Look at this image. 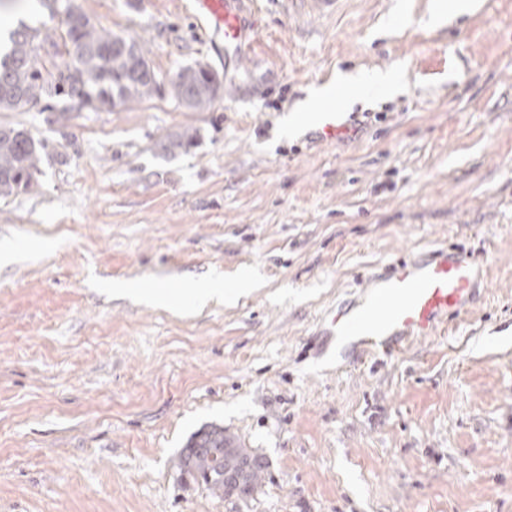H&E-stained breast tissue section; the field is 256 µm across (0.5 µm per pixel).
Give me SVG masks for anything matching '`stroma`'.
<instances>
[{
    "label": "stroma",
    "instance_id": "1",
    "mask_svg": "<svg viewBox=\"0 0 512 512\" xmlns=\"http://www.w3.org/2000/svg\"><path fill=\"white\" fill-rule=\"evenodd\" d=\"M74 3L138 41L161 88L58 102L52 125L0 112L50 152L0 198V512H512V0H242L238 57L194 0ZM22 21L54 73L62 13L0 10ZM198 63L220 80L201 111L170 87ZM390 68L398 93L345 112L336 139L284 132L337 72ZM455 245L486 270L467 311L391 357L335 353L324 324L370 277ZM244 271L255 291L201 311L105 290ZM211 425L268 463L246 500L178 468Z\"/></svg>",
    "mask_w": 512,
    "mask_h": 512
}]
</instances>
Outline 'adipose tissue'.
<instances>
[{"label": "adipose tissue", "instance_id": "obj_1", "mask_svg": "<svg viewBox=\"0 0 512 512\" xmlns=\"http://www.w3.org/2000/svg\"><path fill=\"white\" fill-rule=\"evenodd\" d=\"M396 71L357 72L339 74L335 82L313 89L300 102L283 123L288 134H299L313 127L314 113L324 111L328 102H335L339 110H346L358 103L392 97L398 90Z\"/></svg>", "mask_w": 512, "mask_h": 512}]
</instances>
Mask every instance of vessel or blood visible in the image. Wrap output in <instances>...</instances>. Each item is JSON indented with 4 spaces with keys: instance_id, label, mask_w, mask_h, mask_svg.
<instances>
[{
    "instance_id": "b4317fda",
    "label": "vessel or blood",
    "mask_w": 512,
    "mask_h": 512,
    "mask_svg": "<svg viewBox=\"0 0 512 512\" xmlns=\"http://www.w3.org/2000/svg\"><path fill=\"white\" fill-rule=\"evenodd\" d=\"M225 50L241 53L246 34L239 0H196ZM483 277V267L469 254L441 248L389 265L370 280L360 305L337 313L328 335L358 337L392 355L409 340L434 335L449 314L467 306Z\"/></svg>"
}]
</instances>
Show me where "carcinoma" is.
Returning a JSON list of instances; mask_svg holds the SVG:
<instances>
[{
	"mask_svg": "<svg viewBox=\"0 0 512 512\" xmlns=\"http://www.w3.org/2000/svg\"><path fill=\"white\" fill-rule=\"evenodd\" d=\"M64 15L62 35L67 59L53 81L43 76L44 65L34 45L37 30L23 24L9 33L10 47L0 50V110L47 101L43 111L55 110L50 101L64 99L84 105H106L117 99L122 104L152 96L160 90L143 47H117L122 34L96 30L90 19L71 0H49ZM215 73L201 64L181 68L171 80L175 97L192 109H205L215 98ZM49 156L48 142L34 137L23 126H0V196L26 193L41 173L43 158ZM232 448L241 459L251 460L243 475L240 493L250 496L267 468L265 459L221 426L194 433L179 458L182 473L201 481L214 495L224 497V449Z\"/></svg>",
	"mask_w": 512,
	"mask_h": 512,
	"instance_id": "obj_1",
	"label": "carcinoma"
}]
</instances>
